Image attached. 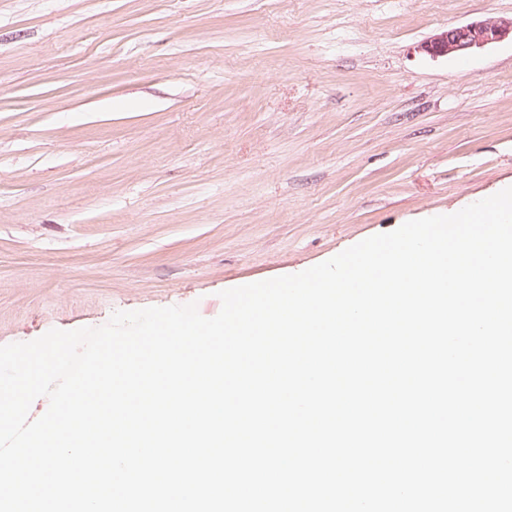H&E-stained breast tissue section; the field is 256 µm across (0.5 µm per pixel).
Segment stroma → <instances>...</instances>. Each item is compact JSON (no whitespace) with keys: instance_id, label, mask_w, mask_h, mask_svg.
I'll use <instances>...</instances> for the list:
<instances>
[{"instance_id":"1","label":"stroma","mask_w":512,"mask_h":512,"mask_svg":"<svg viewBox=\"0 0 512 512\" xmlns=\"http://www.w3.org/2000/svg\"><path fill=\"white\" fill-rule=\"evenodd\" d=\"M512 0H0V346L512 187ZM512 39V18L495 22H478L448 28L423 46L431 56H468L485 45L507 36Z\"/></svg>"}]
</instances>
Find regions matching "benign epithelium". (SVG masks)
<instances>
[{"label": "benign epithelium", "mask_w": 512, "mask_h": 512, "mask_svg": "<svg viewBox=\"0 0 512 512\" xmlns=\"http://www.w3.org/2000/svg\"><path fill=\"white\" fill-rule=\"evenodd\" d=\"M512 36V19L478 22L452 27L441 33L422 49L432 56H468L485 45Z\"/></svg>", "instance_id": "obj_1"}]
</instances>
